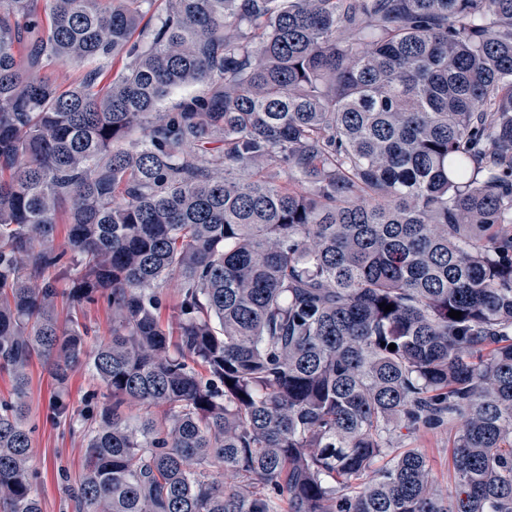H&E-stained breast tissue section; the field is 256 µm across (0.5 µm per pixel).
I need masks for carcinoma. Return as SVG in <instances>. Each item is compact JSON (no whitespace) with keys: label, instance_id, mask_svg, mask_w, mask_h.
Returning <instances> with one entry per match:
<instances>
[{"label":"carcinoma","instance_id":"obj_1","mask_svg":"<svg viewBox=\"0 0 512 512\" xmlns=\"http://www.w3.org/2000/svg\"><path fill=\"white\" fill-rule=\"evenodd\" d=\"M154 2L0 0V512L35 357L108 391L76 512H512V0ZM91 69H100L106 82L108 75L112 74L116 67H112V58H100L94 62L85 63L82 67L67 66L55 61L45 64L42 73L50 76L60 87L68 88L84 71ZM87 320L93 326L96 336H91V344L107 343L110 339V326L112 312L105 300L101 299L97 304L87 310ZM454 432L455 428L451 430L446 425L434 429H422L399 439L404 448H417L426 457L434 488L441 496H446L452 485L453 466L448 446Z\"/></svg>","mask_w":512,"mask_h":512}]
</instances>
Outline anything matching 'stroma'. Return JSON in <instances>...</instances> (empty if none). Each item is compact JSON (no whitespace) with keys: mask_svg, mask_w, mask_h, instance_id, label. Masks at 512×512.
I'll list each match as a JSON object with an SVG mask.
<instances>
[{"mask_svg":"<svg viewBox=\"0 0 512 512\" xmlns=\"http://www.w3.org/2000/svg\"><path fill=\"white\" fill-rule=\"evenodd\" d=\"M93 400L103 404L108 396L91 368L77 369L61 390L47 366L42 361H33L28 395L29 423L34 428L29 468L43 512H74L69 489L83 476V426ZM451 436V429L443 426L400 439L403 447L418 449L425 456L434 487L442 496L448 494L452 485L453 466L448 452Z\"/></svg>","mask_w":512,"mask_h":512,"instance_id":"35a3bbf8","label":"stroma"}]
</instances>
